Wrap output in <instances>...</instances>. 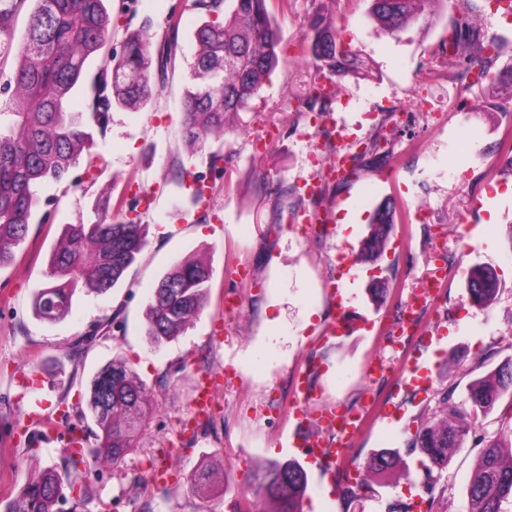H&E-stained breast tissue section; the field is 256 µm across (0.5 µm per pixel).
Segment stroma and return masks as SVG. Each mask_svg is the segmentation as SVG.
<instances>
[{"label": "stroma", "instance_id": "stroma-1", "mask_svg": "<svg viewBox=\"0 0 512 512\" xmlns=\"http://www.w3.org/2000/svg\"><path fill=\"white\" fill-rule=\"evenodd\" d=\"M369 7L370 0H272L280 53L260 110L241 113L223 138L194 150L182 140V108L205 11L193 0H112V46L145 27L174 54L146 108H116L106 129L90 125L101 171L92 180L77 171L43 185L26 243L0 270V505L32 475L61 465L62 434L78 420L60 419L59 410L86 406L94 375L119 358L151 397L137 447L119 464L83 474V512H241L254 471L299 455L290 446L296 421L288 410L298 397L291 381L303 372L310 432L325 435L317 420L324 408L373 407L342 464L360 470L382 449L403 460L353 499L342 497L333 474L307 465L304 512H398L413 501L416 512H468L471 469L483 441L512 429V395L478 417L445 469L427 470L410 444L447 405L467 407L473 380L512 359V174L496 149L512 130V115L485 111L479 91L463 92L448 77L442 46L456 0L433 5V26H411L397 39L377 28ZM318 10L332 16L341 41L372 72L339 81L331 112L320 117L299 108L313 76L300 45ZM377 135L393 150L383 164L364 152ZM343 139L360 155L355 170L323 181L321 195L308 198L307 184L320 179L322 160ZM218 150L230 161L227 183L207 172L206 158ZM183 168L205 175L207 206L195 205L179 182ZM137 192L150 199L147 244L122 280L104 294H77L58 323L39 321L33 293L46 281V260L64 226L101 213L120 221L119 199ZM388 198L397 203L389 244L378 262L357 264L347 290L362 323L352 334H330L345 273L336 255L360 252L375 207ZM322 211L331 222L306 223ZM192 257L212 272L207 306L181 336L152 345L145 336L151 291ZM474 266L495 273L498 294L489 306L468 298L466 274ZM437 267L446 273L442 303L426 306L409 357L401 359L387 339ZM379 276L388 292L377 303L369 290ZM228 295L239 308L225 310ZM99 324L104 332L79 345ZM376 359L418 371L430 388L413 391L393 376L367 380ZM205 371L223 386L208 422L189 439L183 421ZM204 467L227 482L197 493L186 477ZM425 487L431 496H422Z\"/></svg>", "mask_w": 512, "mask_h": 512}]
</instances>
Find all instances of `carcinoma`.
Wrapping results in <instances>:
<instances>
[{"label":"carcinoma","instance_id":"cac0c4a2","mask_svg":"<svg viewBox=\"0 0 512 512\" xmlns=\"http://www.w3.org/2000/svg\"><path fill=\"white\" fill-rule=\"evenodd\" d=\"M0 0V53L12 50L9 33L17 4ZM27 33L16 50L10 77L14 108L0 121V269L15 259L39 205V188L47 182L68 180L90 149L92 134L82 112L69 109L70 94L82 80L89 57L112 36L108 0H30ZM270 0H195L209 15L195 33L197 52L190 64V86L183 102L182 134L191 146H202L212 136L224 135V123L241 112L256 111L260 92L279 62V31L269 9ZM370 14L385 33L398 38L413 22L428 23L426 6L437 0H370ZM451 20L448 46L456 59V77L465 90L480 87L489 112L504 110L491 93L504 79L512 85V65L495 70L502 44L488 36L478 19L483 0H458ZM308 54L314 77L305 96V108L331 111L335 93L321 82L354 76L362 70L358 56L337 40L335 23L317 11L310 20ZM171 46L152 51L148 35L133 31L121 50L111 51L92 87L91 117L98 126L109 121L115 108L142 109L155 89L154 75L163 73ZM179 181L194 187V201L205 203L196 173L183 169ZM142 196L133 198L131 217L117 224L105 216L90 224H68L48 260V283L37 290L34 313L53 324L71 311L78 290L103 294L113 288L135 262L146 244V225L137 212ZM397 206L381 202L371 219L359 261L374 262L384 253L396 221ZM211 271L202 261L188 259L175 265L154 288L147 307V336L160 345L181 335L205 307ZM466 288L471 303L486 306L496 295L492 272L481 266L469 270ZM512 391V360L494 373L474 381L469 389L470 410L452 409L433 423L418 427L412 448L437 469L448 465L460 441L471 428L468 416L490 413L498 400ZM149 393L135 372L113 360L92 379L87 410L79 420L91 419L96 445L79 439L63 457L62 469L46 467L29 480L3 512H70L85 506L74 497L77 481L70 473L116 465L136 447L143 409ZM509 443L486 441L467 485L469 512H502L512 500V430ZM397 465V455L374 453L365 464L382 475ZM253 494L277 504L274 512H303L308 473L296 459L273 462L253 476Z\"/></svg>","mask_w":512,"mask_h":512}]
</instances>
